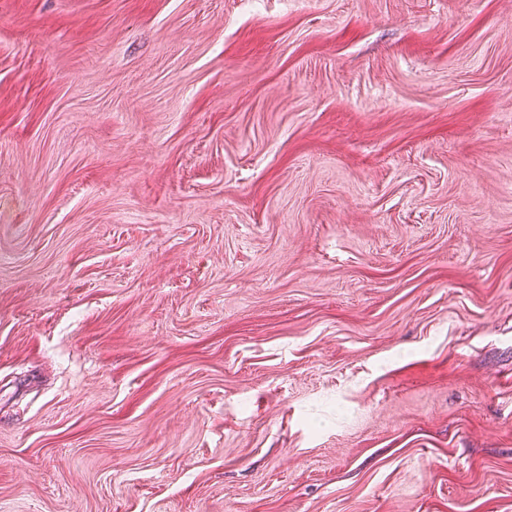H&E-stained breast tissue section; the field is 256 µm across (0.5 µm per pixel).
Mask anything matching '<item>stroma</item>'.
<instances>
[{"instance_id":"1","label":"stroma","mask_w":512,"mask_h":512,"mask_svg":"<svg viewBox=\"0 0 512 512\" xmlns=\"http://www.w3.org/2000/svg\"><path fill=\"white\" fill-rule=\"evenodd\" d=\"M0 512H512V0H0Z\"/></svg>"}]
</instances>
